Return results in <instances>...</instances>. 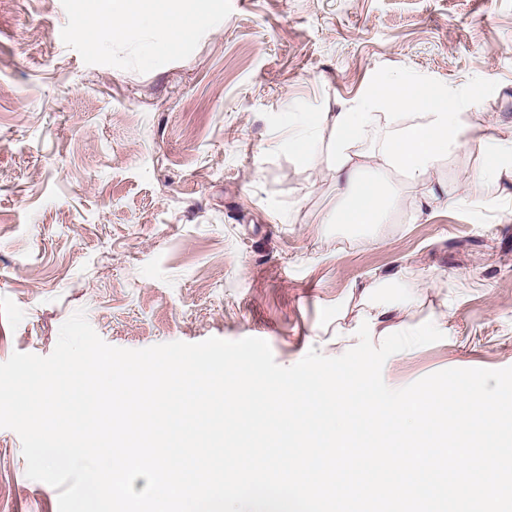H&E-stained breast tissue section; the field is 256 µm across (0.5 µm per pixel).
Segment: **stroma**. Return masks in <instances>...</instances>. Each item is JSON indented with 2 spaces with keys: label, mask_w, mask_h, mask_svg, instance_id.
<instances>
[{
  "label": "stroma",
  "mask_w": 512,
  "mask_h": 512,
  "mask_svg": "<svg viewBox=\"0 0 512 512\" xmlns=\"http://www.w3.org/2000/svg\"><path fill=\"white\" fill-rule=\"evenodd\" d=\"M84 36H76L77 28ZM86 0H0V363L50 355L84 310L109 345L211 337L268 342L289 367L345 353L351 289L394 300L401 332L442 340L387 359L393 389L449 368L512 367V177L480 179L476 145L432 172L449 206L412 217L405 173L391 223L324 224L326 154L276 141L390 78L447 89L464 121L512 136V0H211V19L145 55L153 29L98 46ZM0 512H58L0 428Z\"/></svg>",
  "instance_id": "35a3bbf8"
}]
</instances>
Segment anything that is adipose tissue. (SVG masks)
<instances>
[{"mask_svg": "<svg viewBox=\"0 0 512 512\" xmlns=\"http://www.w3.org/2000/svg\"><path fill=\"white\" fill-rule=\"evenodd\" d=\"M91 11L99 22L100 43L127 38L147 23L158 31L160 48L169 46L170 33L189 38L196 23L211 17L209 0H194L190 17L176 8L149 13L142 0H93ZM405 110L412 111L411 119L402 118ZM464 129L455 98L414 80L402 84L396 95L377 88L339 112L314 115L289 127L285 140L299 158H312L323 149L333 161L336 186L344 199L324 215V223L366 228L388 223L399 205L401 190L390 182L394 171L422 184L419 208L437 204L430 174L457 145ZM373 132L379 139L371 152H363L359 144Z\"/></svg>", "mask_w": 512, "mask_h": 512, "instance_id": "1", "label": "adipose tissue"}]
</instances>
